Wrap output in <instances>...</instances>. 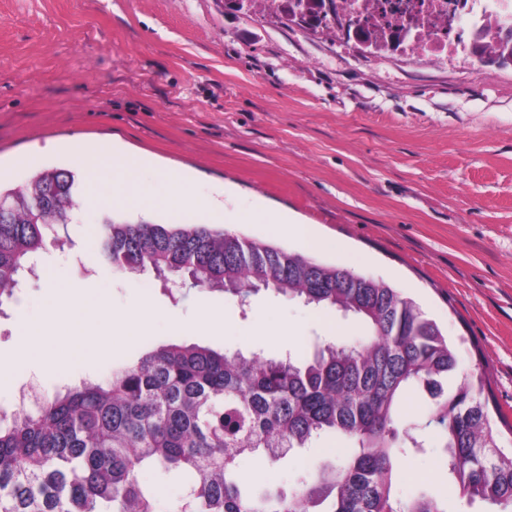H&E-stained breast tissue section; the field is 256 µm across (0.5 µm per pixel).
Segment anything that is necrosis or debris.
<instances>
[{
    "instance_id": "necrosis-or-debris-1",
    "label": "necrosis or debris",
    "mask_w": 512,
    "mask_h": 512,
    "mask_svg": "<svg viewBox=\"0 0 512 512\" xmlns=\"http://www.w3.org/2000/svg\"><path fill=\"white\" fill-rule=\"evenodd\" d=\"M323 0L306 22L342 31L347 40L380 54L432 63L466 53L473 63L499 54L512 35V0Z\"/></svg>"
}]
</instances>
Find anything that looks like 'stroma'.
<instances>
[{"label": "stroma", "instance_id": "stroma-1", "mask_svg": "<svg viewBox=\"0 0 512 512\" xmlns=\"http://www.w3.org/2000/svg\"><path fill=\"white\" fill-rule=\"evenodd\" d=\"M109 146L149 158L138 183L162 195L174 167L225 214L200 221L303 252V244L246 220L250 204L289 211L328 242L317 260L385 281L416 300L457 351V377L475 362L512 415V66L462 59L420 64L358 53L327 32L284 24L272 12L224 0H0V183L24 185L47 169L73 172L81 153ZM113 170L97 199L39 256L0 303V361L17 323H40L65 286L88 287L107 321L79 325L84 354L67 364L31 357L0 384V408L46 397L135 362L164 343L241 348L265 357L300 351L316 335L353 339L361 322L269 291L240 307L221 291L171 294L153 273L116 271L89 246L112 204ZM150 303L145 328L112 318ZM221 316L200 328L204 314ZM324 443L276 465L241 456L257 490L314 481ZM394 494L434 497L444 512H483L448 478L437 435L400 460ZM157 512H173L184 475L142 468Z\"/></svg>", "mask_w": 512, "mask_h": 512}]
</instances>
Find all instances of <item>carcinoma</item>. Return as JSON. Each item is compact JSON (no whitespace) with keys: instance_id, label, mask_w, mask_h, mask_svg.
Masks as SVG:
<instances>
[{"instance_id":"obj_1","label":"carcinoma","mask_w":512,"mask_h":512,"mask_svg":"<svg viewBox=\"0 0 512 512\" xmlns=\"http://www.w3.org/2000/svg\"><path fill=\"white\" fill-rule=\"evenodd\" d=\"M41 207V220L28 214ZM74 175L46 170L0 190V297L12 296L37 254L78 223ZM100 253L112 268L177 274L242 307L260 290L361 319L354 340L266 358L164 344L112 370L0 415V512H156L137 478L151 463L192 474L172 512H444L422 493L393 497L397 462L424 449L399 420L411 390L428 397L424 427L439 435L448 476L469 502L512 512V422L484 395L482 363L454 388L455 348L411 297L390 284L281 246L204 224L131 222L104 212ZM342 457L289 494L248 490L237 459L276 463L320 438Z\"/></svg>"}]
</instances>
